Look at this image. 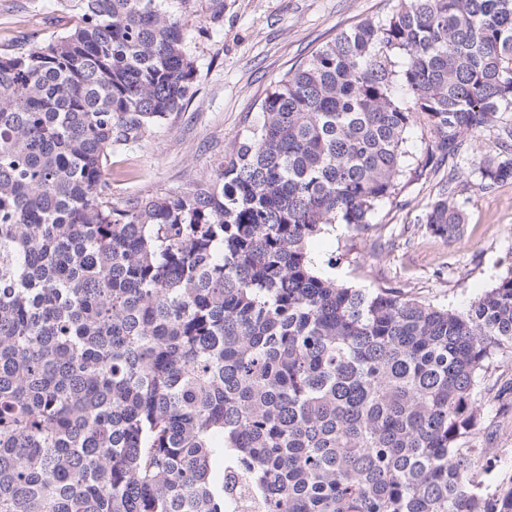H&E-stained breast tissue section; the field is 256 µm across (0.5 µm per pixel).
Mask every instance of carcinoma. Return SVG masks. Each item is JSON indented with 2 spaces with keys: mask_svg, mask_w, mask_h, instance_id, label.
I'll use <instances>...</instances> for the list:
<instances>
[{
  "mask_svg": "<svg viewBox=\"0 0 512 512\" xmlns=\"http://www.w3.org/2000/svg\"><path fill=\"white\" fill-rule=\"evenodd\" d=\"M0 52V512H512L481 394H512V264L464 310L357 289L313 245L512 106V0H394L265 94L213 175L112 204V151L198 69L190 0H58ZM480 186L512 180L487 158ZM451 174L424 223L456 240Z\"/></svg>",
  "mask_w": 512,
  "mask_h": 512,
  "instance_id": "1",
  "label": "carcinoma"
}]
</instances>
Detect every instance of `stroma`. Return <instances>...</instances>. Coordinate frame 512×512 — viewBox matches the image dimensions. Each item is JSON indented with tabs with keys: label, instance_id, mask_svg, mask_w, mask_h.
Masks as SVG:
<instances>
[{
	"label": "stroma",
	"instance_id": "obj_1",
	"mask_svg": "<svg viewBox=\"0 0 512 512\" xmlns=\"http://www.w3.org/2000/svg\"><path fill=\"white\" fill-rule=\"evenodd\" d=\"M207 2L194 0L183 15L198 61L192 99L149 137L113 153L106 177L115 204L208 178L256 119L267 89L340 31L389 8L388 0H224V23L214 32ZM66 25L56 0H0V50L42 43ZM432 140L426 124L413 128L402 189L368 229L337 225L314 248L338 282L397 287L424 303L462 310L512 263V181L484 190L478 178L485 158L512 153V107L480 138L467 140L455 160L467 175L453 198L466 220L455 241L424 224L448 174L422 166Z\"/></svg>",
	"mask_w": 512,
	"mask_h": 512
}]
</instances>
